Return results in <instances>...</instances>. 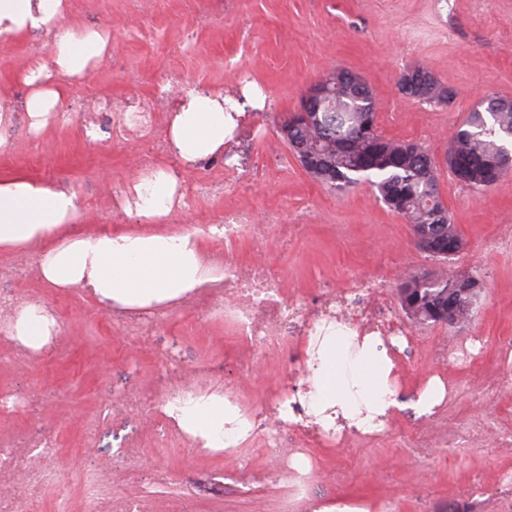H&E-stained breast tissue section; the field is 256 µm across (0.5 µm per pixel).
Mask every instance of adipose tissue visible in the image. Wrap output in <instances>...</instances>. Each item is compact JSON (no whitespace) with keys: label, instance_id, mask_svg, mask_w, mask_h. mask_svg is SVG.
I'll use <instances>...</instances> for the list:
<instances>
[{"label":"adipose tissue","instance_id":"adipose-tissue-1","mask_svg":"<svg viewBox=\"0 0 512 512\" xmlns=\"http://www.w3.org/2000/svg\"><path fill=\"white\" fill-rule=\"evenodd\" d=\"M64 0H0V42L38 31L52 38L50 58H34L23 73L30 88L26 112L31 129L44 127L57 110L64 87L82 79L103 57L108 35L101 29L64 26ZM243 117L223 90L188 91L167 120V147L183 163L220 155ZM174 169L140 172L123 208L140 223L157 224L180 206ZM83 213L78 194L62 183L46 184L19 175L0 180V248L41 246L38 274L57 288H73L106 307L151 309L176 301L217 280L203 263V240L187 231L66 235ZM56 318L41 305L25 306L11 327L18 343L38 351L59 333ZM379 336L322 317L306 339L303 390L297 400L304 426L336 433L371 435L382 416L397 408V363L381 349ZM176 426L206 449L239 447L251 423L231 397L213 393L164 408Z\"/></svg>","mask_w":512,"mask_h":512}]
</instances>
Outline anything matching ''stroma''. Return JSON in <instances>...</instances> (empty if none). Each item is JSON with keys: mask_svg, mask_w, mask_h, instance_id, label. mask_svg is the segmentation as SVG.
<instances>
[{"mask_svg": "<svg viewBox=\"0 0 512 512\" xmlns=\"http://www.w3.org/2000/svg\"><path fill=\"white\" fill-rule=\"evenodd\" d=\"M63 22L110 34L106 57L64 106L99 95L118 103L147 99L156 107L155 129L146 138L112 142L87 133L75 114L68 125L52 120L32 132L24 111L30 89L21 74L33 56L49 57L51 46L44 36L22 38L0 46V101L16 108V134L0 152V179L22 174L69 184L85 206L69 234L137 231L140 223L121 201L140 171V157L151 155L155 165L176 167L181 183L196 188L191 206L175 210L162 230L202 231L239 208L274 216L263 238L230 243L208 237L204 248L242 264L274 261L283 297L302 304L305 315L246 364L223 319L198 316L190 299L162 307L150 336L132 343L111 311L80 291L41 280L38 248H0V296L40 303L60 326L50 350L28 355L0 335V391L17 402L0 415V436L48 438L56 448L42 512H52L61 496L73 512H83L81 481L95 471L112 480L115 500L140 498L144 512H165L177 492L185 512H255L288 490L286 483L264 479L283 450L308 459V492L316 502L375 512L388 505L393 512H448L465 500L476 512H501L512 490L498 497L491 491L512 475V447L486 441L418 456L414 442L427 420L406 407L374 435L343 434L311 445L305 428L289 426L278 449L251 442L211 451L194 448L159 417L130 408L127 397L161 393L171 370L187 377L204 365L246 408L267 410L294 392L303 375L302 338L318 314L323 284L344 289L362 274L385 281L393 293L389 313L403 335L389 351L400 365V400L406 403L437 376L454 392L446 403L449 421L494 416L512 429V250L484 247L502 225H512V171L478 194L440 165L442 198L465 241L460 255L443 265L417 249L409 224L370 187L337 194L315 182L279 131L305 89L342 67L369 84L383 135L420 142L443 157L479 99H512V0H66ZM417 65L452 91L448 104L431 107L399 92L401 74ZM176 83L235 97L248 84L261 95L260 105L246 108L230 158L209 171L176 164L166 150V115L175 100L162 89ZM445 269L482 279L470 319L454 327L412 322L394 296L399 284L413 272ZM442 343L457 351L444 363L434 355ZM169 355L171 367L164 362ZM489 381L498 386L491 395L484 390ZM243 460L258 476L247 487L233 481ZM476 476L487 493L471 492Z\"/></svg>", "mask_w": 512, "mask_h": 512, "instance_id": "obj_1", "label": "stroma"}]
</instances>
